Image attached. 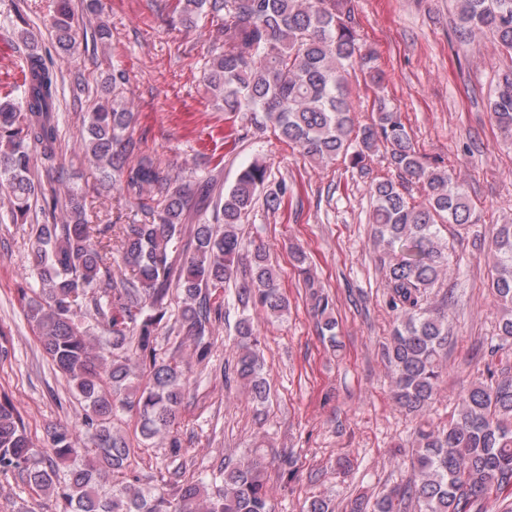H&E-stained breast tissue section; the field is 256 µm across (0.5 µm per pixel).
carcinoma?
I'll list each match as a JSON object with an SVG mask.
<instances>
[{
    "instance_id": "obj_1",
    "label": "carcinoma",
    "mask_w": 512,
    "mask_h": 512,
    "mask_svg": "<svg viewBox=\"0 0 512 512\" xmlns=\"http://www.w3.org/2000/svg\"><path fill=\"white\" fill-rule=\"evenodd\" d=\"M456 2L459 33L470 40L490 34L512 58V0ZM176 10L188 26L211 18L223 36L203 71L218 110L249 114L256 127L272 128L311 162L340 161L364 172L382 150L397 173L395 180L370 183L369 223L395 315L383 354L394 401L414 422L413 477L372 502L350 499L345 512H406L410 502L418 512H486L491 495L512 491V224L494 225L489 243V288L501 307L493 350L502 352L505 363L488 367L459 396L448 421L434 424L425 416L443 373L440 354L452 336L448 300L436 305L429 294L450 272L441 229L471 223L472 206L452 174L425 161L401 113L385 98H377L368 121L357 120L352 73L378 89L384 72L358 38L352 0H177ZM85 15L95 40L110 42L100 0H85ZM52 29L54 51L73 54L78 30L69 0H55ZM24 66L21 93L0 99V194L12 223L30 222L31 275L39 289L25 304V317L53 370L85 407L71 425L53 428L48 447L37 448L20 411L1 392L0 473H14L62 500L66 512H271V462L260 456L225 464L207 483L163 479L133 489L126 479L112 480L132 451L112 430V420L120 411L133 413L144 440L165 442L171 458L184 455L178 425L190 375L182 360L162 350L158 337L163 330L186 336L197 362H205L212 348L206 335L222 317L211 293L231 281L244 315L224 382L242 383L252 408L265 407L270 388L264 349L245 311L259 307L278 321L288 315V299L266 250H247L239 226L261 198L269 211H278L287 186L268 185L261 159L243 168L226 191L206 170L134 161L140 149L132 134L135 113L123 94L125 73L114 64L96 82L95 102L83 119L82 151L100 171L101 189L119 190L141 218L122 224L118 215L98 224L84 194L61 199L35 175L38 162L49 182L65 176L59 156L63 116L52 56L34 46ZM488 107L491 121L512 138V64L498 75ZM413 183L423 187L419 202L409 192ZM294 259L317 327L332 342L335 303L316 289L301 248ZM114 268L123 274L118 282ZM175 294L181 296L176 310Z\"/></svg>"
}]
</instances>
